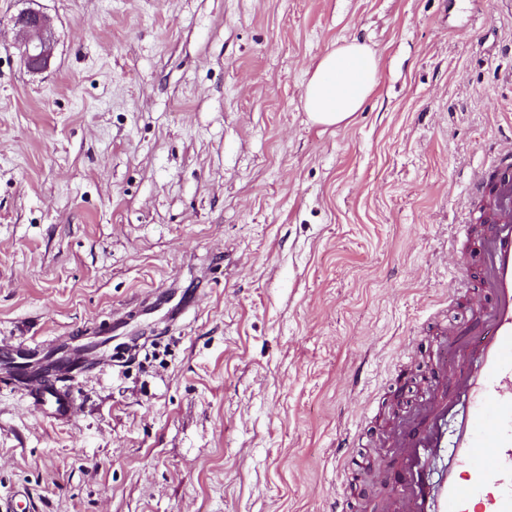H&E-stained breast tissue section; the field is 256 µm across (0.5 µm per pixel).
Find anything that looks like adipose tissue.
I'll return each instance as SVG.
<instances>
[{
    "mask_svg": "<svg viewBox=\"0 0 512 512\" xmlns=\"http://www.w3.org/2000/svg\"><path fill=\"white\" fill-rule=\"evenodd\" d=\"M377 70V59L368 47L356 42L337 46L320 60L306 84V112L323 126L345 123L373 91Z\"/></svg>",
    "mask_w": 512,
    "mask_h": 512,
    "instance_id": "obj_1",
    "label": "adipose tissue"
}]
</instances>
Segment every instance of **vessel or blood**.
Returning a JSON list of instances; mask_svg holds the SVG:
<instances>
[{
    "label": "vessel or blood",
    "instance_id": "vessel-or-blood-1",
    "mask_svg": "<svg viewBox=\"0 0 512 512\" xmlns=\"http://www.w3.org/2000/svg\"><path fill=\"white\" fill-rule=\"evenodd\" d=\"M493 174L473 177L472 196L489 209L458 225L468 240L466 301L470 324L438 326L432 392L422 400L426 422L391 429L399 464L384 512H512V139L498 148ZM33 405L44 417L66 418L71 403L37 380Z\"/></svg>",
    "mask_w": 512,
    "mask_h": 512
}]
</instances>
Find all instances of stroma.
Instances as JSON below:
<instances>
[{
	"instance_id": "stroma-1",
	"label": "stroma",
	"mask_w": 512,
	"mask_h": 512,
	"mask_svg": "<svg viewBox=\"0 0 512 512\" xmlns=\"http://www.w3.org/2000/svg\"><path fill=\"white\" fill-rule=\"evenodd\" d=\"M352 40L377 86L315 124ZM511 136L512 0H0V365L83 362L64 423L0 380V495L374 512V438L425 395L434 312L467 319L448 240ZM14 24L23 33L20 57L31 71L49 68L54 55V41L45 16L29 10L19 14ZM377 70L368 47L357 42L337 46L320 60L306 84L305 111L323 126L345 123L373 91Z\"/></svg>"
}]
</instances>
